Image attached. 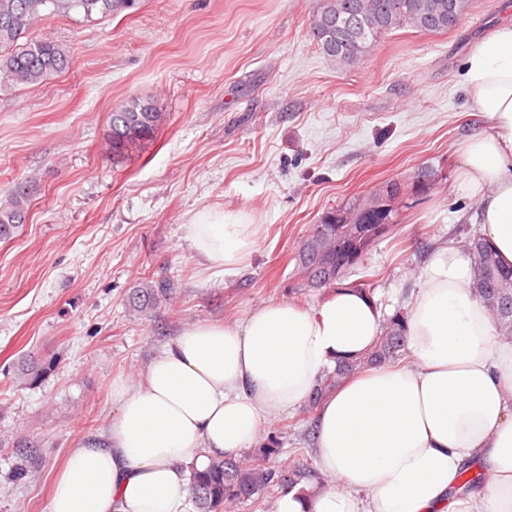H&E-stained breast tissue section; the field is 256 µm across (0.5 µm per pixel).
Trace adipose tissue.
Wrapping results in <instances>:
<instances>
[{"instance_id":"adipose-tissue-1","label":"adipose tissue","mask_w":512,"mask_h":512,"mask_svg":"<svg viewBox=\"0 0 512 512\" xmlns=\"http://www.w3.org/2000/svg\"><path fill=\"white\" fill-rule=\"evenodd\" d=\"M465 92L486 126L463 147L464 183L510 266L512 21L467 57ZM260 235L218 206L187 226L193 252L227 270ZM473 278L454 242L431 252L405 319L412 365L366 368L327 396L312 445L335 484L284 493L277 512H512V342L498 338ZM381 325L374 299L343 286L312 310L268 302L185 328L142 374L113 382V410L57 471L48 512H180L190 469L254 448L269 417L302 405L337 361L366 354ZM471 462L490 479L464 492Z\"/></svg>"}]
</instances>
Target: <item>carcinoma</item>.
<instances>
[{
	"mask_svg": "<svg viewBox=\"0 0 512 512\" xmlns=\"http://www.w3.org/2000/svg\"><path fill=\"white\" fill-rule=\"evenodd\" d=\"M132 0H0V90L35 85L70 65L69 52L32 36L33 27L51 15L82 10L104 18L117 16ZM469 0H318L311 17L313 38L329 64L354 67L385 35L400 28L445 32L464 17ZM162 123V113L149 98H137L111 114L108 138L112 154L121 156L137 144L150 141ZM34 185L18 184L0 203V238L7 239L25 223ZM400 184L387 181L372 192L371 204L384 212L385 224H357L348 212L347 222L336 221L328 211L313 226L293 260L305 288H333L346 274L363 264L365 256L395 227L390 202ZM474 263L475 294L485 304L501 339L512 342V267L504 266L489 241L474 232L460 241ZM168 296L167 284L146 279L133 289L129 305L149 317L160 299ZM405 317L396 313L382 325L381 335L362 358L342 361L325 374L303 410L305 421L328 392L342 379L367 367L396 362L405 353ZM306 470L294 463L275 465L267 458H218L206 470L190 474V500L195 512H238L250 505L268 512V499L292 490L307 479Z\"/></svg>",
	"mask_w": 512,
	"mask_h": 512,
	"instance_id": "1",
	"label": "carcinoma"
}]
</instances>
